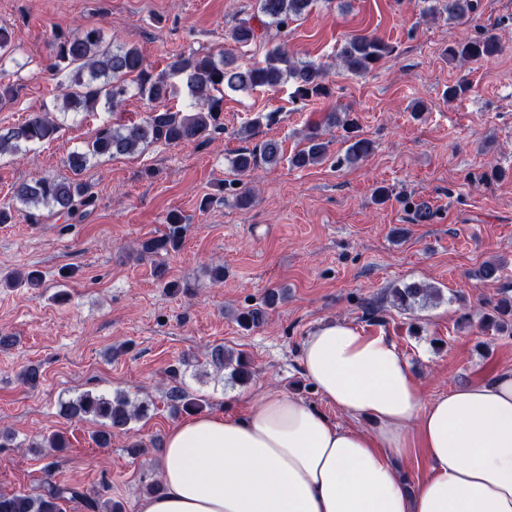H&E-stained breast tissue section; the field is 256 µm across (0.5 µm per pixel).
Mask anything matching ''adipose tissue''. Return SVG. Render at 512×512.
Returning <instances> with one entry per match:
<instances>
[{
	"label": "adipose tissue",
	"mask_w": 512,
	"mask_h": 512,
	"mask_svg": "<svg viewBox=\"0 0 512 512\" xmlns=\"http://www.w3.org/2000/svg\"><path fill=\"white\" fill-rule=\"evenodd\" d=\"M301 367L313 388L364 429L301 399L262 393L244 415L172 426L163 489L139 512H512V373L425 397L389 338L331 322ZM423 449L408 489L396 462Z\"/></svg>",
	"instance_id": "obj_1"
}]
</instances>
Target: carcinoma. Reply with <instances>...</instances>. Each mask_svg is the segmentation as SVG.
<instances>
[{
  "instance_id": "cac0c4a2",
  "label": "carcinoma",
  "mask_w": 512,
  "mask_h": 512,
  "mask_svg": "<svg viewBox=\"0 0 512 512\" xmlns=\"http://www.w3.org/2000/svg\"><path fill=\"white\" fill-rule=\"evenodd\" d=\"M258 11L265 17L262 25L284 27L288 21L299 17L313 4V0H257ZM480 0H430L426 13H446L450 20L469 19L477 14ZM234 43L243 47L260 38L256 28L244 20L230 33ZM53 63L58 72L68 71L69 83L60 84L55 96L54 111H38L23 123L0 128V156L18 154L29 150L36 142L50 141L61 128L59 118L71 112H93L103 108L108 112L117 109L131 90L147 100L161 103L173 92L172 80L179 78L191 97L190 111L172 112L168 109H152L140 124L106 125L96 137L80 151L67 159L72 171L70 178L42 177L35 181H21L12 186V200L28 211L31 219L36 212L48 209L66 220L82 219L95 208L97 196L90 185L79 175L94 160L103 156L115 157L143 153L158 144L177 146L208 137L221 126L224 112V89L234 91L266 87L275 89L285 82H292L300 100L324 99L333 91L327 81L324 64L312 60H298L288 54L281 45L270 49L262 65L242 66L235 59L223 56L216 59L212 53L204 55L180 53L172 56L167 69L153 73L141 51L135 46L114 44L100 28H78L68 34L58 33L51 41ZM394 47L373 35L362 34L346 38L336 52L341 65L351 74L361 76L370 72L383 60L391 57ZM500 52L497 39L488 33L448 47L451 59L477 61L490 58ZM20 66L15 57V47L9 29L0 25V73L6 62ZM340 126L346 132L348 146L344 160L354 165L369 156L372 143L356 134L357 120L350 113L342 115L328 112L321 121L308 126L304 135L305 145L292 155L284 156L280 142L265 140L253 148L239 151L231 160V169L239 176L245 175L258 163L276 165L288 159L292 167L303 168L322 162L329 150V142L323 138V126ZM167 230L141 244L144 254L159 255L177 251L183 240L186 218L179 211H171L166 217ZM11 288L26 284L38 287L42 274L31 270L22 275L12 273L3 278ZM435 293L433 288L418 284L392 289V304L410 309L426 301ZM279 290H267L262 306L243 310L237 315L239 325L248 330L259 326L266 310L280 300ZM488 314L485 320L503 331L512 319V300L504 297L486 302ZM210 364L216 371H230V379L245 383L254 375L248 356L222 346L210 352ZM172 408L193 414L202 408L201 399L184 388L174 385L168 392ZM145 406L133 403L126 395L113 398L87 391L62 404L60 414L66 418L93 417L102 421L94 441L97 446H109L112 431H124L140 417ZM76 502L87 512H122V506L99 492L84 491L46 477L41 490L36 493L16 491L0 492V512H64L63 504Z\"/></svg>"
}]
</instances>
